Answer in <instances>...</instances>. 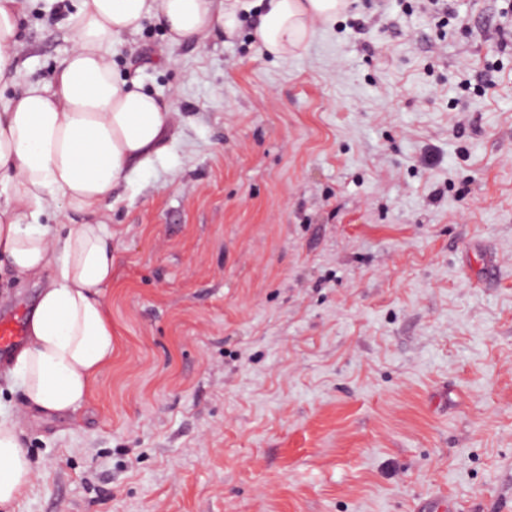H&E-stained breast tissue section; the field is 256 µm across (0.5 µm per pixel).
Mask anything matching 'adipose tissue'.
<instances>
[{"mask_svg":"<svg viewBox=\"0 0 512 512\" xmlns=\"http://www.w3.org/2000/svg\"><path fill=\"white\" fill-rule=\"evenodd\" d=\"M346 0H263L256 35L279 57L304 49L315 22ZM248 0H79L74 45L50 83L30 82L0 107V255L18 279L41 282L27 342L6 380L20 381L30 408L67 415L88 401L112 361V320L103 290L112 281L107 212L120 179L161 155L174 116L138 81L120 79L112 50L145 23L162 26L168 48L214 32L234 35ZM22 0H0V90L13 83ZM64 210L70 223H40ZM32 462L16 423L0 417V504L24 496Z\"/></svg>","mask_w":512,"mask_h":512,"instance_id":"adipose-tissue-1","label":"adipose tissue"}]
</instances>
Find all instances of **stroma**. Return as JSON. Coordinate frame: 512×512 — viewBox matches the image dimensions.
Masks as SVG:
<instances>
[{
    "instance_id": "35a3bbf8",
    "label": "stroma",
    "mask_w": 512,
    "mask_h": 512,
    "mask_svg": "<svg viewBox=\"0 0 512 512\" xmlns=\"http://www.w3.org/2000/svg\"><path fill=\"white\" fill-rule=\"evenodd\" d=\"M349 0L280 60L255 36L123 80L173 133L112 193V362L76 412L0 384L33 463L0 512H456L512 507V14ZM77 0H27L17 85L49 81ZM495 260L496 274L483 268ZM35 281L0 257V316Z\"/></svg>"
}]
</instances>
